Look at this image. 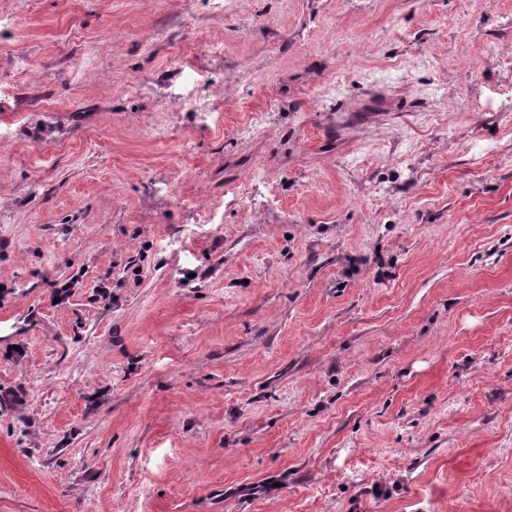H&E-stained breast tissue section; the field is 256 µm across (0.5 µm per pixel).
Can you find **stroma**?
I'll return each mask as SVG.
<instances>
[{
  "label": "stroma",
  "mask_w": 512,
  "mask_h": 512,
  "mask_svg": "<svg viewBox=\"0 0 512 512\" xmlns=\"http://www.w3.org/2000/svg\"><path fill=\"white\" fill-rule=\"evenodd\" d=\"M509 52L512 0H0V512H512Z\"/></svg>",
  "instance_id": "obj_1"
}]
</instances>
